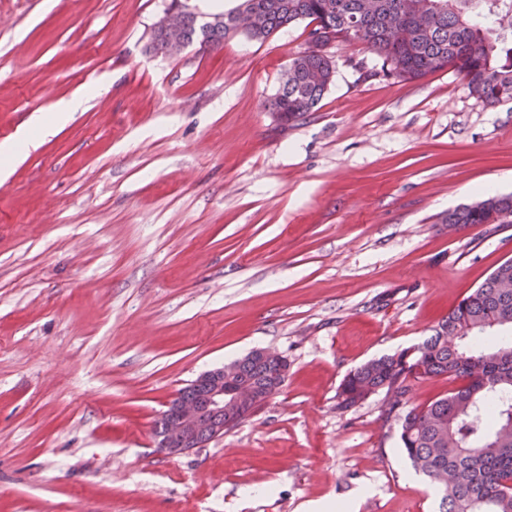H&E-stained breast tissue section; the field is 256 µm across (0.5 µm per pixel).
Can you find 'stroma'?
I'll use <instances>...</instances> for the list:
<instances>
[{"mask_svg": "<svg viewBox=\"0 0 512 512\" xmlns=\"http://www.w3.org/2000/svg\"><path fill=\"white\" fill-rule=\"evenodd\" d=\"M169 3L0 0V143L95 88L0 159V512H438L384 394L336 392L512 259V224L443 221L480 186L512 194V103L339 43L333 84L285 126L269 102L307 21L164 55ZM257 348L286 358L280 392L158 452L178 391ZM190 1H182L179 9H174L167 11L163 14V16L158 20L159 24L169 30L175 29L176 19L181 14V12H186L191 10ZM163 27L156 26L152 29L151 33V49L158 52H167L170 43L171 34L169 31L164 29ZM88 97L87 90L73 93L70 97L61 98L53 106L52 111L36 117L34 125L41 130L42 137L52 133L66 122L71 112H78Z\"/></svg>", "mask_w": 512, "mask_h": 512, "instance_id": "stroma-1", "label": "stroma"}]
</instances>
